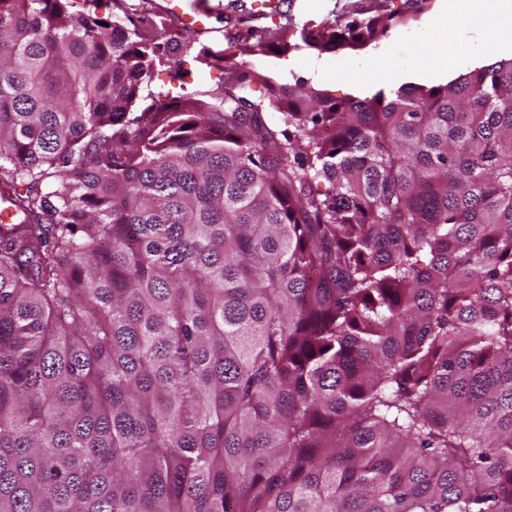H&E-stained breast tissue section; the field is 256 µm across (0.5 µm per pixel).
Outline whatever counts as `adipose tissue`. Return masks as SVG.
<instances>
[{
  "mask_svg": "<svg viewBox=\"0 0 512 512\" xmlns=\"http://www.w3.org/2000/svg\"><path fill=\"white\" fill-rule=\"evenodd\" d=\"M448 26L456 38V48L446 54L437 73L443 78H453L461 66L479 68L487 64L488 57L471 53L473 36L495 30L497 41L492 54L512 52V0H490L482 5L480 0H452L447 10Z\"/></svg>",
  "mask_w": 512,
  "mask_h": 512,
  "instance_id": "adipose-tissue-1",
  "label": "adipose tissue"
}]
</instances>
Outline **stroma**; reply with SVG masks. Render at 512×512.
I'll list each match as a JSON object with an SVG mask.
<instances>
[{
	"instance_id": "1",
	"label": "stroma",
	"mask_w": 512,
	"mask_h": 512,
	"mask_svg": "<svg viewBox=\"0 0 512 512\" xmlns=\"http://www.w3.org/2000/svg\"><path fill=\"white\" fill-rule=\"evenodd\" d=\"M200 6L210 8V33L193 37L190 44L180 46L177 56L185 72L183 80L171 79L166 68H158L151 83L153 91H172L177 96H192L220 84L224 79V65L215 58L204 63L201 52L223 53L230 41L250 28H270V21H259L246 13H228V0H198ZM405 0H285V15L280 24L292 43L291 51L279 57L238 56L242 69L264 70L280 79L298 77L327 90L336 98L376 92V85H360L359 79L370 68L373 52L395 46L399 49L398 68L404 75L426 71L438 56L454 50L455 42L447 27L433 24L440 10L439 0L416 19L390 29L373 47L362 51L338 50L318 53L303 41L306 32L323 31L342 25L355 17L378 13H400Z\"/></svg>"
}]
</instances>
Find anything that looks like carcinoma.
<instances>
[{
	"label": "carcinoma",
	"mask_w": 512,
	"mask_h": 512,
	"mask_svg": "<svg viewBox=\"0 0 512 512\" xmlns=\"http://www.w3.org/2000/svg\"><path fill=\"white\" fill-rule=\"evenodd\" d=\"M112 2L0 0V512H512V58L155 97Z\"/></svg>",
	"instance_id": "1"
}]
</instances>
